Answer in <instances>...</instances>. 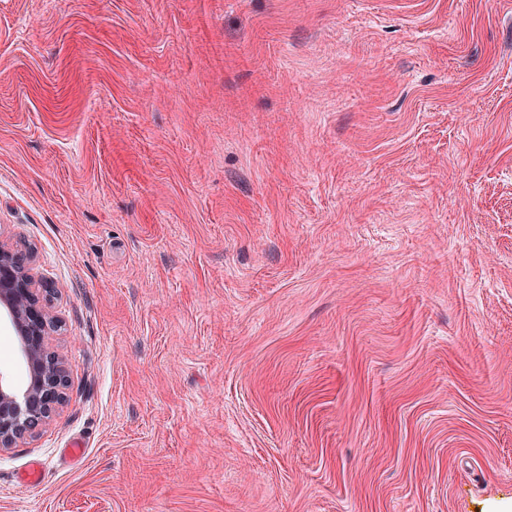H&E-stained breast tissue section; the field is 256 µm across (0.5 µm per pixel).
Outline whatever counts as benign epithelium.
<instances>
[{"mask_svg": "<svg viewBox=\"0 0 512 512\" xmlns=\"http://www.w3.org/2000/svg\"><path fill=\"white\" fill-rule=\"evenodd\" d=\"M35 247L18 250L0 239V304L21 342L30 381L18 395L0 375V453L18 447L50 423L65 404L69 386L63 356L52 347L57 318L38 290L32 264Z\"/></svg>", "mask_w": 512, "mask_h": 512, "instance_id": "obj_1", "label": "benign epithelium"}]
</instances>
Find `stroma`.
<instances>
[{
    "mask_svg": "<svg viewBox=\"0 0 512 512\" xmlns=\"http://www.w3.org/2000/svg\"><path fill=\"white\" fill-rule=\"evenodd\" d=\"M0 237L69 375L0 512L512 504V0H0Z\"/></svg>",
    "mask_w": 512,
    "mask_h": 512,
    "instance_id": "35a3bbf8",
    "label": "stroma"
}]
</instances>
